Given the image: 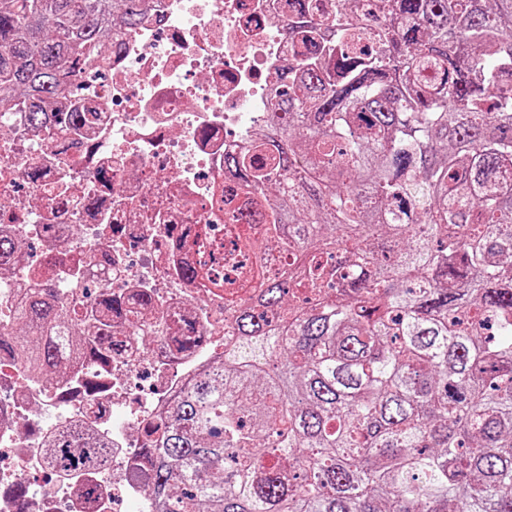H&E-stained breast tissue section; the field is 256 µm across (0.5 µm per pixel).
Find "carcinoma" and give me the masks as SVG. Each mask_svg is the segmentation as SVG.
<instances>
[{
    "instance_id": "obj_1",
    "label": "carcinoma",
    "mask_w": 512,
    "mask_h": 512,
    "mask_svg": "<svg viewBox=\"0 0 512 512\" xmlns=\"http://www.w3.org/2000/svg\"><path fill=\"white\" fill-rule=\"evenodd\" d=\"M291 38L275 139L230 166L262 203L238 241L262 269L233 340L147 435L162 512H512V0H391ZM289 12L319 11L288 0ZM147 0H0L1 112L34 129L91 66L112 13ZM86 113H67L75 136ZM35 275L0 347L34 373L77 361L73 328L103 340L114 301L85 319ZM274 312L275 321L266 318ZM59 471L99 464L79 425L46 442Z\"/></svg>"
}]
</instances>
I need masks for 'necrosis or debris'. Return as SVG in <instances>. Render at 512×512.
<instances>
[{
	"label": "necrosis or debris",
	"instance_id": "necrosis-or-debris-1",
	"mask_svg": "<svg viewBox=\"0 0 512 512\" xmlns=\"http://www.w3.org/2000/svg\"><path fill=\"white\" fill-rule=\"evenodd\" d=\"M287 0H149L138 25L113 22L100 61L56 107L88 122L80 145L56 123L0 114V237L21 263L52 262L55 293L85 317L121 302L112 352L62 378H36L0 353V512H154L145 431L175 390L224 351L232 282L183 279L192 265L231 274L234 229L264 214L228 164L266 132L290 62ZM150 296L135 304L134 290ZM192 326L194 350L174 346ZM79 424L108 445L104 462L65 473L46 439Z\"/></svg>",
	"mask_w": 512,
	"mask_h": 512
}]
</instances>
